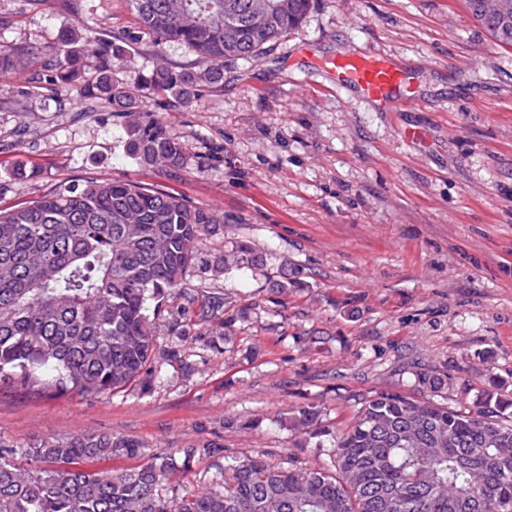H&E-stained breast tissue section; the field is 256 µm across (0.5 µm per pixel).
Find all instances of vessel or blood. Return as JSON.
Instances as JSON below:
<instances>
[{
	"label": "vessel or blood",
	"mask_w": 512,
	"mask_h": 512,
	"mask_svg": "<svg viewBox=\"0 0 512 512\" xmlns=\"http://www.w3.org/2000/svg\"><path fill=\"white\" fill-rule=\"evenodd\" d=\"M323 68L337 88L356 89L379 107L413 102L410 71L388 56L371 50L337 54L326 58Z\"/></svg>",
	"instance_id": "obj_1"
}]
</instances>
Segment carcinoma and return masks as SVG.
Here are the masks:
<instances>
[{
  "label": "carcinoma",
  "instance_id": "cac0c4a2",
  "mask_svg": "<svg viewBox=\"0 0 512 512\" xmlns=\"http://www.w3.org/2000/svg\"><path fill=\"white\" fill-rule=\"evenodd\" d=\"M504 46L512 18L486 11L500 0H466ZM135 27L92 37L78 23L54 46L0 44V75L38 69L47 84L83 83L84 97L112 103L127 157L176 180L183 143L156 113L184 107L224 86V62L248 60L299 28L312 0H127ZM148 36L156 66L145 86L119 78L133 45ZM186 46L202 66L177 70L162 55ZM224 218L182 195L122 179L86 180L28 204L0 208V378L56 392L101 395L144 373L157 331L149 302L174 294L188 269L222 273L264 265L247 242L209 264L200 243ZM288 430L325 435L313 407L288 411ZM0 512H505L512 510V395L481 388L474 409L380 391L362 402L354 425L336 436L331 469L270 464L262 455L224 463L213 488L169 497L164 487L200 452L161 451L124 473L82 469L104 457L137 455L111 434H79L30 447L18 466L1 451Z\"/></svg>",
  "mask_w": 512,
  "mask_h": 512
}]
</instances>
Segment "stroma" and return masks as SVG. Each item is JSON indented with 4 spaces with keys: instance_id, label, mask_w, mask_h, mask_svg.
I'll return each mask as SVG.
<instances>
[{
    "instance_id": "1",
    "label": "stroma",
    "mask_w": 512,
    "mask_h": 512,
    "mask_svg": "<svg viewBox=\"0 0 512 512\" xmlns=\"http://www.w3.org/2000/svg\"><path fill=\"white\" fill-rule=\"evenodd\" d=\"M0 15L11 20L0 41L38 46L79 22L95 36L132 25L126 0H0ZM340 45L406 66L415 104L381 110L336 89L316 61ZM30 91L23 112L0 92V205L74 180L164 183L223 215L206 259L246 240L267 265L189 269L156 320L146 373L125 388L94 397L0 381V442L14 457L112 433L138 456L88 467L118 474L163 448L219 446L176 478L179 494L219 482L225 458L251 451L326 468L334 435L376 390L456 409L492 382L512 391V47L465 0H316L298 30L226 63L223 89L160 112L185 147V172L168 182L125 157L111 103L71 85ZM18 159L44 174L12 177ZM283 265L299 287L271 286ZM201 299L215 305L205 321ZM420 371L450 389L419 385ZM303 406L320 410L326 436L282 426Z\"/></svg>"
}]
</instances>
